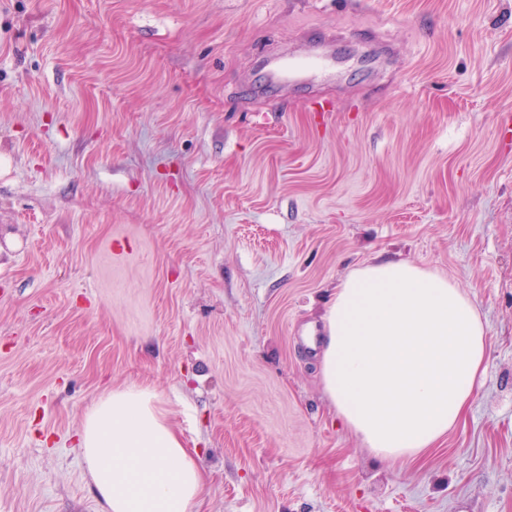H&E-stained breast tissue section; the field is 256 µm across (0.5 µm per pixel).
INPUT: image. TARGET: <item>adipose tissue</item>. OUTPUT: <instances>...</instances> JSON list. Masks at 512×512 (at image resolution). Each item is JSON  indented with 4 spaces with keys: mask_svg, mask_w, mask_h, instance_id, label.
<instances>
[{
    "mask_svg": "<svg viewBox=\"0 0 512 512\" xmlns=\"http://www.w3.org/2000/svg\"><path fill=\"white\" fill-rule=\"evenodd\" d=\"M323 331L324 393L365 448L387 459L435 445L485 373L488 332L471 298L405 260L349 273ZM78 446L100 512H200V456L150 386L105 392L87 411Z\"/></svg>",
    "mask_w": 512,
    "mask_h": 512,
    "instance_id": "obj_1",
    "label": "adipose tissue"
}]
</instances>
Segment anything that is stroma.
Here are the masks:
<instances>
[{
  "label": "stroma",
  "mask_w": 512,
  "mask_h": 512,
  "mask_svg": "<svg viewBox=\"0 0 512 512\" xmlns=\"http://www.w3.org/2000/svg\"><path fill=\"white\" fill-rule=\"evenodd\" d=\"M320 41L334 84L248 90ZM373 260L488 332L413 461L317 376ZM132 383L200 454L202 512H512V0H0V512H100L77 436Z\"/></svg>",
  "instance_id": "1"
}]
</instances>
